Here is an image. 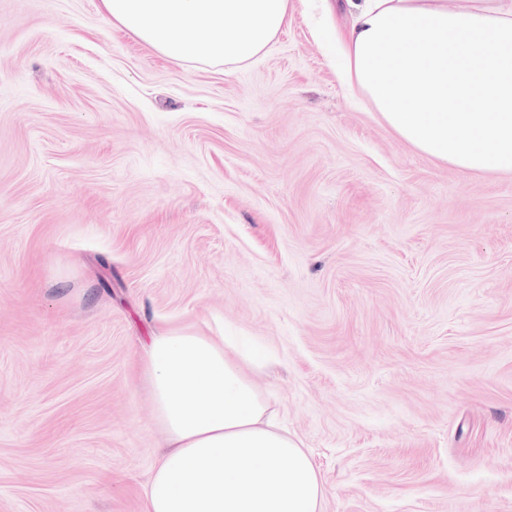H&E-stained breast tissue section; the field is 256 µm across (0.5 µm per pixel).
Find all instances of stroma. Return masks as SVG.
Wrapping results in <instances>:
<instances>
[{"instance_id":"stroma-1","label":"stroma","mask_w":512,"mask_h":512,"mask_svg":"<svg viewBox=\"0 0 512 512\" xmlns=\"http://www.w3.org/2000/svg\"><path fill=\"white\" fill-rule=\"evenodd\" d=\"M293 0L200 65L101 0H0V512H142L163 324L251 378L323 512H512V175L465 173L352 96Z\"/></svg>"}]
</instances>
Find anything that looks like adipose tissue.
Wrapping results in <instances>:
<instances>
[{
  "label": "adipose tissue",
  "instance_id": "1",
  "mask_svg": "<svg viewBox=\"0 0 512 512\" xmlns=\"http://www.w3.org/2000/svg\"><path fill=\"white\" fill-rule=\"evenodd\" d=\"M113 25L194 64L243 63L290 0H101ZM336 73L419 152L462 172L512 173V0H347ZM224 336L171 326L140 358L164 449L145 512H322L310 453L279 428Z\"/></svg>",
  "mask_w": 512,
  "mask_h": 512
}]
</instances>
